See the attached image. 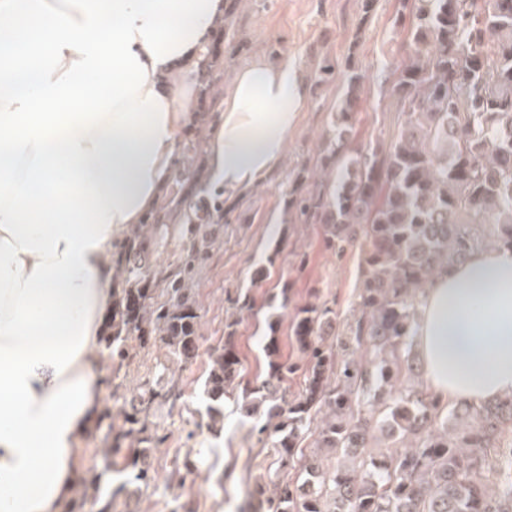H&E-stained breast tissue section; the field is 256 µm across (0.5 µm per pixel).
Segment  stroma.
I'll return each instance as SVG.
<instances>
[{"label": "stroma", "instance_id": "35a3bbf8", "mask_svg": "<svg viewBox=\"0 0 512 512\" xmlns=\"http://www.w3.org/2000/svg\"><path fill=\"white\" fill-rule=\"evenodd\" d=\"M412 3L376 0L367 12L363 0H239L231 18L229 37L235 53L229 64L214 71L220 94H227L239 68L259 57H291L305 85L286 154L260 183L229 206L227 219L219 223L212 254L194 283L203 347L223 341L225 319H239L236 343L245 379L266 374L265 318L281 314L282 287H289L293 304H304L316 295L334 304L339 319L353 313L358 253L336 260L322 244L320 225L289 223L285 202L296 174L313 170L321 139L345 98L346 82L340 72L316 85L323 59L340 68L346 58H353L363 75L353 129L358 143L385 145L398 132L405 107L394 93V84L408 61L404 47L415 21ZM193 110L197 121L183 137L197 147L178 149L176 160L177 166L190 169L192 178L171 183L168 189L169 195L184 198L185 212L170 215L168 234L152 242L154 261L168 267L178 262L186 213L202 215L217 200L203 184L205 149L221 109L208 107L199 95ZM264 265L269 277L254 282V269ZM241 292L253 296L262 309L260 315L238 312L231 299ZM206 369L207 358L202 355L179 371L182 396L161 421L168 440L154 452L156 490L142 499L141 512H173L181 500L191 502L197 512H240L248 492L276 458L275 449H258L251 432L253 419L242 415L234 403L224 406L222 430L207 428L202 395ZM190 450L198 454L199 471L192 489L179 495L167 482L176 460Z\"/></svg>", "mask_w": 512, "mask_h": 512}]
</instances>
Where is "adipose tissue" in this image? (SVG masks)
I'll return each mask as SVG.
<instances>
[{"label": "adipose tissue", "instance_id": "obj_1", "mask_svg": "<svg viewBox=\"0 0 512 512\" xmlns=\"http://www.w3.org/2000/svg\"><path fill=\"white\" fill-rule=\"evenodd\" d=\"M224 0H0V512H61L104 394L113 244L164 198ZM291 58L241 68L207 146L232 200L282 158ZM414 343L449 402L512 392V249L421 300Z\"/></svg>", "mask_w": 512, "mask_h": 512}]
</instances>
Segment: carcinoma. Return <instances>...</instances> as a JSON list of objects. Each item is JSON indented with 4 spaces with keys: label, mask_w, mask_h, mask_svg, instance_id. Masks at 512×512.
Here are the masks:
<instances>
[{
    "label": "carcinoma",
    "mask_w": 512,
    "mask_h": 512,
    "mask_svg": "<svg viewBox=\"0 0 512 512\" xmlns=\"http://www.w3.org/2000/svg\"><path fill=\"white\" fill-rule=\"evenodd\" d=\"M411 61L396 85L406 119L386 145L353 142L356 88L321 148L313 183L289 194L294 224H319L341 258L364 240L356 309L341 322L328 302L293 308L301 358L280 355V320L266 319L267 372L246 381L238 320L208 352L207 427H224L228 400L258 418L257 443L277 451L259 481L256 512H512V394L479 406L443 404L422 380L412 345L426 288L475 250L512 249V0H419ZM167 225L132 224L112 253L118 285L102 337L113 405L93 429L96 464L81 473L63 512H139L154 485V450L166 436L157 410L181 397L174 366L196 358L201 315L191 284L210 258L211 224H188L179 263L153 261L149 239ZM152 363L127 390L112 367L137 354ZM301 374L303 388L285 382ZM499 461L488 481L489 460ZM186 452L169 481L195 482Z\"/></svg>",
    "instance_id": "cac0c4a2"
}]
</instances>
